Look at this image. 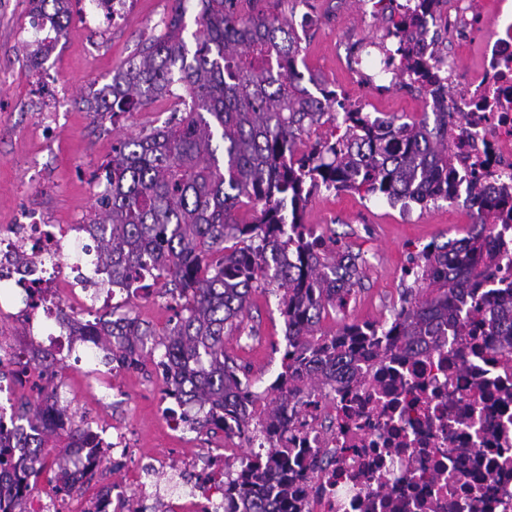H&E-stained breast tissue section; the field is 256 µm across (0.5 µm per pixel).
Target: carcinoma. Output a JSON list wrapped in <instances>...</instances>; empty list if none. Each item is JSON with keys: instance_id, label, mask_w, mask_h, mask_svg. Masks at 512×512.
<instances>
[{"instance_id": "carcinoma-1", "label": "carcinoma", "mask_w": 512, "mask_h": 512, "mask_svg": "<svg viewBox=\"0 0 512 512\" xmlns=\"http://www.w3.org/2000/svg\"><path fill=\"white\" fill-rule=\"evenodd\" d=\"M38 2L42 10L53 5L58 34H65L69 0ZM186 2L174 0L164 31L112 76L95 109L115 115L170 95L184 106L164 126L112 144L92 220L102 232L95 261L112 286L129 289L149 277L176 303L177 320L160 342L164 392L192 399L202 413L195 424L209 431L224 426L229 409L249 427L242 404L248 393L265 402L262 428L272 431L281 425L282 407L301 402L299 395L364 380L361 358L413 356L445 346L451 327L464 334L467 324L455 309L464 296L483 315L491 341L512 354V314L491 294L468 287L493 275L485 212L512 202L508 193L484 187L476 191L477 220L467 237L419 251L414 285L404 289L391 322L319 331L330 311L347 304L362 264L333 254L304 224L309 200L323 189L362 191L404 208L448 198V113L406 121L345 107L339 117L336 91L299 70L301 37L292 21L262 10L241 14L236 0H193L200 29L192 51L184 37ZM438 6L421 0V12L402 13L389 31L396 47L382 46L381 72L418 84L427 96L437 85L448 89V46H422L423 17ZM327 123L334 131L317 135ZM258 291L277 297L287 341L281 371L261 392L224 352V338L240 330ZM149 335V327L126 315L103 331V350H122L134 365L137 344ZM40 399L20 398L17 418L43 436L30 441L20 434L28 457L19 462L15 491L0 493V512H20L22 491L42 474L27 464L52 435ZM68 438L101 445L80 424L70 426ZM290 454L275 443L234 472L224 464L240 496L236 512H299L288 482L274 481L288 471Z\"/></svg>"}]
</instances>
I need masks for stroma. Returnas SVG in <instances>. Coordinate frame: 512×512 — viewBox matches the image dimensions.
Segmentation results:
<instances>
[{"label":"stroma","instance_id":"stroma-1","mask_svg":"<svg viewBox=\"0 0 512 512\" xmlns=\"http://www.w3.org/2000/svg\"><path fill=\"white\" fill-rule=\"evenodd\" d=\"M263 8L304 24L302 57L309 72L336 90L346 106L380 114L420 117L428 102L423 94L398 88L377 90L365 82V74L378 72L377 45L386 41L401 5L393 0L388 12L374 13L369 0H261ZM172 0H127L125 14L108 23H84L77 0L67 35L58 37L47 61V77L65 85L56 129L43 127L39 105L32 96L34 60L32 37L25 30L29 0H0V225L13 224L24 211L40 213L53 224L75 219L91 221L94 200L104 178L98 171L112 156L118 138L163 125L177 108L166 96L131 112L93 116L102 88L114 72L137 55L142 44L163 30ZM365 42L362 63L351 66L342 48ZM304 221L323 236L329 250L360 255L362 280L346 307L321 324L329 332L352 323L390 321L400 307L401 293L409 280L405 269L431 241L465 236L474 221L473 212L446 200L409 210L391 205L385 198L354 193L321 191L309 203ZM134 314L149 323L153 335L144 342L145 354L138 367L117 375L120 398L102 397L92 388L95 371L104 369L102 359L63 367L62 392L70 413L84 421H130L136 433L135 455L168 451L170 462L181 465L179 447L214 455L222 437L200 429L184 439L166 441L160 416L162 374L152 353L175 319L173 303L161 292L151 299L127 300ZM284 322L277 299L255 293L240 333L228 337L224 349L241 365L255 390H263L280 372L286 346Z\"/></svg>","mask_w":512,"mask_h":512}]
</instances>
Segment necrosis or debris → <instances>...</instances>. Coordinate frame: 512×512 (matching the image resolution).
I'll return each mask as SVG.
<instances>
[{
    "mask_svg": "<svg viewBox=\"0 0 512 512\" xmlns=\"http://www.w3.org/2000/svg\"><path fill=\"white\" fill-rule=\"evenodd\" d=\"M497 4L488 20L492 33L480 42L479 68L465 92L444 101L456 157L448 196L468 204L475 182L512 193V0ZM490 228L500 256L484 288L506 302L512 210L495 211ZM96 235L91 225L51 224L35 212L0 225V320L21 323L29 338L24 344L0 336L2 483L15 478L8 461L17 453L16 387L41 390L49 427L68 424L61 383L35 358L32 342L47 341L77 365L98 346L96 303L111 302L113 291L69 261ZM458 313L466 335L449 336L447 346L419 356L365 360L364 381L287 410L283 428L270 434L244 431L225 415V453L283 438L302 461L321 460L296 482L302 512H512V356L487 339L470 305H459ZM108 438V448L95 455L72 449L69 479L80 486L87 467L115 465L127 468L131 480L101 484L87 499L27 490L28 512H112L133 499L142 512H231L223 459L174 470L165 455L135 457L126 422H113Z\"/></svg>",
    "mask_w": 512,
    "mask_h": 512,
    "instance_id": "obj_1",
    "label": "necrosis or debris"
}]
</instances>
